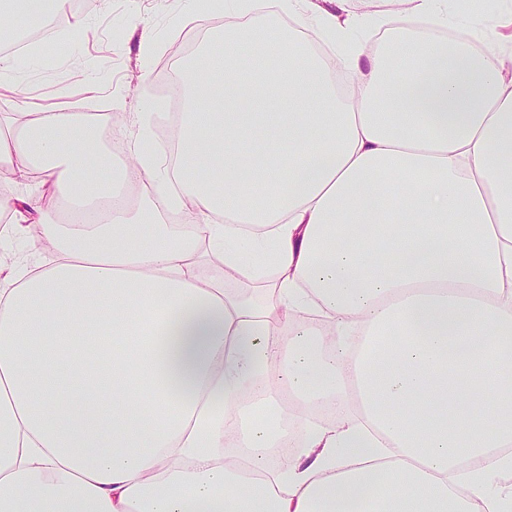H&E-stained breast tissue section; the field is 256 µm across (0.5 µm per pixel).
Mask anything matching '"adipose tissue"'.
<instances>
[{"instance_id": "ef3b65f1", "label": "adipose tissue", "mask_w": 512, "mask_h": 512, "mask_svg": "<svg viewBox=\"0 0 512 512\" xmlns=\"http://www.w3.org/2000/svg\"><path fill=\"white\" fill-rule=\"evenodd\" d=\"M257 2L183 66L176 154L153 102L113 100L126 135L0 97V171L37 184L0 220L54 254L0 277V512H512V52L393 28L446 0H278L302 40ZM269 264L265 306L230 291ZM292 399L334 409L293 447Z\"/></svg>"}]
</instances>
